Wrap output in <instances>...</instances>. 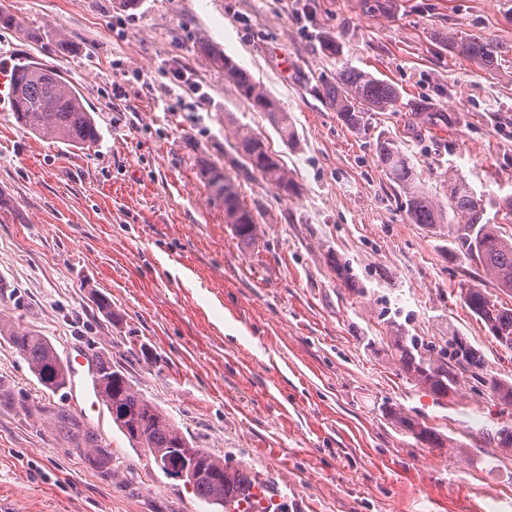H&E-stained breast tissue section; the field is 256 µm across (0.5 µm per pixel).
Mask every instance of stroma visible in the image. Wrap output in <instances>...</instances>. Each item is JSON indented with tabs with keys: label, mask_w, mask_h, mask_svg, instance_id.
I'll use <instances>...</instances> for the list:
<instances>
[{
	"label": "stroma",
	"mask_w": 512,
	"mask_h": 512,
	"mask_svg": "<svg viewBox=\"0 0 512 512\" xmlns=\"http://www.w3.org/2000/svg\"><path fill=\"white\" fill-rule=\"evenodd\" d=\"M6 4L18 25L0 29V60L28 53L60 70L102 138L74 148L0 110V324L85 360L52 392L0 339V512H215L87 404L96 355L285 512H512V447L498 444L512 412L468 372L436 399L388 347L396 322L436 347L453 333L511 378L512 352L461 291L509 306L512 293L457 254L447 227L408 223L373 155L377 138L396 141L439 197L456 171L485 200L512 194V0ZM473 33L504 46L494 70L449 53V38ZM61 34L72 52L57 51ZM327 35L340 55L323 51ZM204 40L288 112L293 143L225 81ZM343 66L400 91L393 110L369 113L368 135L313 93ZM177 69L197 93L170 94ZM417 99L433 120L414 118ZM237 126L301 188L281 199L262 178L240 182L258 211L249 243L201 175L206 162L236 174ZM391 408L448 447L416 445ZM90 432L104 461L82 450Z\"/></svg>",
	"instance_id": "obj_1"
}]
</instances>
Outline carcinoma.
Returning <instances> with one entry per match:
<instances>
[{
  "label": "carcinoma",
  "mask_w": 512,
  "mask_h": 512,
  "mask_svg": "<svg viewBox=\"0 0 512 512\" xmlns=\"http://www.w3.org/2000/svg\"><path fill=\"white\" fill-rule=\"evenodd\" d=\"M448 45L453 55L487 71L495 68L498 57L504 53L501 44L480 34L458 40L451 38ZM200 50L224 70V78L241 96L258 111L267 113L284 143L294 141L295 133L288 113L281 110L277 101L248 71L205 42L200 43ZM314 92L336 112V119L342 126L358 135H365L369 130L368 113L391 110L400 98L399 90L390 82L348 66L337 70L333 78L321 81ZM15 94L18 98L15 116L23 128L43 138L76 147L89 148L98 142L100 131L92 112L84 105L80 92L59 72H52L47 79L37 77L33 64L29 63L17 78ZM234 139L236 151L246 160L240 166V173L245 178L260 175L280 197L297 194V183L261 137L238 128ZM374 156L396 185L409 223L430 228L448 225V234L454 239L459 254L482 268L498 288L512 291V238H505L499 227L489 222L483 197L474 194L462 174L456 172L448 177L447 202H439L424 189L416 168L395 141L388 138L376 140ZM202 174L212 198L224 205V219L236 236L244 241L253 240L257 218L254 210L244 203L234 180L224 168L214 164L203 165ZM463 301L495 342L512 351V308L492 299L479 288L466 289ZM6 335L43 387L52 392L65 387L69 371L50 340L26 327L10 328ZM391 347L410 378L438 398L448 396L453 390L458 372L483 367L471 346L456 335L448 342V348L441 349L434 358L429 354L428 345L397 325L391 337ZM92 377L102 404L132 446L147 452L163 471L175 464L173 450L188 444L189 440L174 422L134 391L125 378L112 369L111 362L96 358ZM482 381L497 396L503 408L512 407V380L487 372ZM387 414L418 444L429 448L446 447L447 438L418 420L392 409L387 410ZM197 453L196 465L220 476L217 481L186 479L198 498L220 507L223 512H229L231 508L235 512H270L261 506L254 493L258 483L246 470L229 467L203 448L197 449Z\"/></svg>",
  "instance_id": "carcinoma-1"
}]
</instances>
